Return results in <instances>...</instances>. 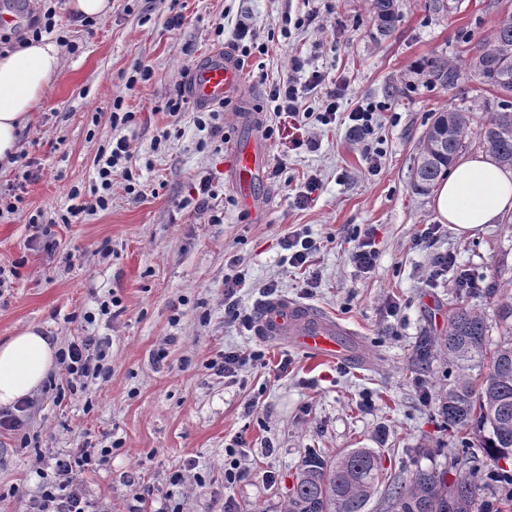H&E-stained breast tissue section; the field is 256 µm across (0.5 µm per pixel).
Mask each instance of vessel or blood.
<instances>
[{"label": "vessel or blood", "instance_id": "1", "mask_svg": "<svg viewBox=\"0 0 512 512\" xmlns=\"http://www.w3.org/2000/svg\"><path fill=\"white\" fill-rule=\"evenodd\" d=\"M242 81L241 69L228 52H210L191 73L187 90L202 107H211L236 97ZM227 166L245 208L254 206V189L268 176V152L257 137L243 135L230 145ZM257 331L264 336L288 337L315 360H353L357 353L348 346L349 330L335 318L308 304L276 298L268 302L258 319Z\"/></svg>", "mask_w": 512, "mask_h": 512}]
</instances>
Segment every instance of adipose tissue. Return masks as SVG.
Masks as SVG:
<instances>
[{
    "label": "adipose tissue",
    "instance_id": "1",
    "mask_svg": "<svg viewBox=\"0 0 512 512\" xmlns=\"http://www.w3.org/2000/svg\"><path fill=\"white\" fill-rule=\"evenodd\" d=\"M61 48L48 37L0 53V163L17 151L28 114L51 86ZM442 223L469 233L512 212V169L479 154L457 162L434 197ZM57 345L42 326L27 325L0 343V407L30 397L55 370Z\"/></svg>",
    "mask_w": 512,
    "mask_h": 512
}]
</instances>
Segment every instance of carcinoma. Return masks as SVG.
<instances>
[{
	"label": "carcinoma",
	"mask_w": 512,
	"mask_h": 512,
	"mask_svg": "<svg viewBox=\"0 0 512 512\" xmlns=\"http://www.w3.org/2000/svg\"><path fill=\"white\" fill-rule=\"evenodd\" d=\"M370 12L383 32L398 18L396 0H369ZM430 83L450 90L465 76L479 78L496 93L497 109L474 122L469 111L455 108L435 113L428 130L448 123L447 137L438 144H422L413 173L415 190L429 191L467 148L466 139L477 124L480 143L504 166L512 167V13L503 14L488 38L478 40L469 60L453 64L443 57L428 63ZM488 326L485 318L466 306L448 316V331L440 347L463 373L439 395V414L451 428L476 427L483 433L482 448L493 463L512 457V339L498 346L485 364ZM488 371L474 385L470 371ZM476 457L464 452L451 458L445 473L416 470L406 483L390 491L391 512H488L495 489L473 476ZM384 481L379 455L371 448H353L333 459L310 453L301 461L286 512H367Z\"/></svg>",
	"instance_id": "1"
}]
</instances>
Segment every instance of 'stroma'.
Here are the masks:
<instances>
[{"label": "stroma", "instance_id": "35a3bbf8", "mask_svg": "<svg viewBox=\"0 0 512 512\" xmlns=\"http://www.w3.org/2000/svg\"><path fill=\"white\" fill-rule=\"evenodd\" d=\"M70 2L58 0L56 21L77 50L63 52L18 142L31 163L26 213L0 217V340L29 324L62 347L91 336L108 351L110 371L62 398L42 385L22 414L23 434L0 429V512H29L52 455L84 443L112 451L107 466L83 476L87 494L110 512H224L228 502L234 512H283L311 452L333 458L370 448L388 478L406 481L419 468L447 469L450 455L479 451L478 432L448 427L438 412V393L457 367L440 351L420 359L418 349L444 333L459 305L484 314L490 345L504 340L496 303L512 293V224L470 234L446 224L417 247L438 216L433 193L415 190L413 171L435 112H481L494 99L475 79L449 91L430 85L422 62L468 59L462 33H488L512 12V0H456L448 14L428 11L426 0H397L399 18L387 34L367 0H114L90 31ZM176 14L183 23L174 29L168 20ZM245 17L269 51L245 58L241 94L225 102L220 120L228 138L246 113L274 129L268 178L255 187L259 221L241 208L223 148L209 142L193 112L166 109L185 70L214 49L235 51V24ZM296 59L344 83L343 106L374 107L377 171L345 125L314 117L300 124L269 110L266 80L286 77ZM139 64L152 69L151 81L126 89ZM118 97L135 115L130 128L110 123ZM166 128L171 139L155 146ZM122 135L142 197L131 199L119 181L108 209L62 223L73 189L89 190L95 180L97 152ZM308 137L316 151L295 149ZM205 173L215 196L203 208L191 189ZM311 173L322 193L296 208L290 192ZM215 214L220 223H212ZM30 215L37 225L27 224ZM296 229L321 244L310 265L319 284L309 295L282 247ZM367 229L378 259L362 273L349 257ZM446 253L469 271L475 290L458 287L452 272L430 280ZM233 270L245 276L242 306L260 309L265 285L277 284L280 296L355 330L361 361L315 364L287 339L226 324L224 276ZM227 350L261 351L265 364L233 380L215 375L207 363ZM253 397L258 406L247 408ZM239 438L245 445L237 449ZM235 464L246 476L231 482L226 472ZM177 471L182 479L171 483ZM142 484L153 494L141 500Z\"/></svg>", "mask_w": 512, "mask_h": 512}]
</instances>
